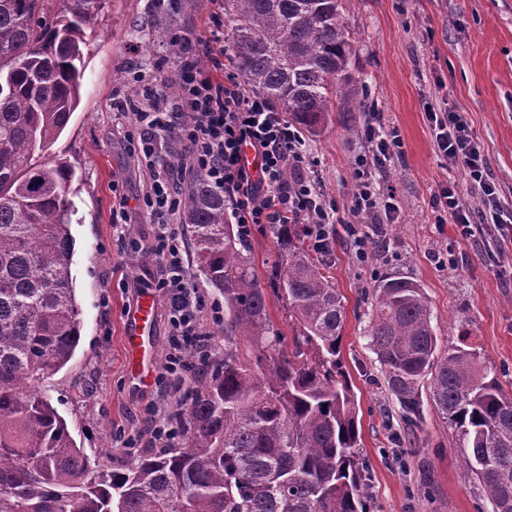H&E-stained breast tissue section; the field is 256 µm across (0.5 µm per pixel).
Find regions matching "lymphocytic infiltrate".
Wrapping results in <instances>:
<instances>
[{"label":"lymphocytic infiltrate","mask_w":512,"mask_h":512,"mask_svg":"<svg viewBox=\"0 0 512 512\" xmlns=\"http://www.w3.org/2000/svg\"><path fill=\"white\" fill-rule=\"evenodd\" d=\"M181 93L169 100L154 95L137 114V143L149 162L150 186L143 206L157 222L151 241L136 243L135 253L154 261V288L169 304L170 352L166 376L177 383L195 377L201 360L210 356L202 338V321L222 320L219 306H207L192 282L184 262L185 242L175 217L181 199L176 190L180 177L192 170L204 174L231 199V217L246 232L266 224H298L318 251L329 249L338 223V208L305 171L310 163L305 139L297 127L275 112L261 94L242 88L234 74L216 83L192 61H183ZM426 117L435 132L440 156L453 166L463 167L469 189L482 193L486 208L474 212L454 187L443 188L436 204L434 221H454L462 239H470L483 225H493L499 241L512 240V205L500 201L488 179L481 144L466 117L460 112L438 111L425 102ZM379 113H367L364 135L368 154L359 156L353 172L354 189L348 207L355 221L349 224L358 259H366L384 221L393 220L395 206L380 191L370 173L384 167L401 147L396 132L382 131ZM177 139L187 146V164H156L151 156L158 140ZM258 159V173L245 163L246 149Z\"/></svg>","instance_id":"lymphocytic-infiltrate-1"}]
</instances>
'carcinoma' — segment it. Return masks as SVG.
I'll return each instance as SVG.
<instances>
[{
    "label": "carcinoma",
    "instance_id": "obj_1",
    "mask_svg": "<svg viewBox=\"0 0 512 512\" xmlns=\"http://www.w3.org/2000/svg\"><path fill=\"white\" fill-rule=\"evenodd\" d=\"M349 0H224L235 65L279 112L314 131L330 98L360 79ZM104 0H0V512H367L356 396L338 359L345 308L297 224H275L269 283L293 321L269 317L250 237L224 192L195 175L182 219L196 272L224 296V355L174 411L181 448L118 468L77 445L40 387L81 339L71 265V171L38 161L78 106L83 29ZM423 289L403 277L372 291L368 336L403 417L429 399L470 449L466 474L492 512H512V392L464 343L437 355ZM243 336L250 348L240 347Z\"/></svg>",
    "mask_w": 512,
    "mask_h": 512
}]
</instances>
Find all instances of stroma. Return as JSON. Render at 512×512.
Here are the masks:
<instances>
[{"label": "stroma", "mask_w": 512, "mask_h": 512, "mask_svg": "<svg viewBox=\"0 0 512 512\" xmlns=\"http://www.w3.org/2000/svg\"><path fill=\"white\" fill-rule=\"evenodd\" d=\"M171 0H107L85 33L80 103L45 153L67 163L73 176L70 231L75 241L72 275L80 308L81 341L70 362L45 379L43 389L65 418L78 445L112 466L131 461L122 435H143L149 407L172 412L191 384L178 387L134 381L123 336L128 314L143 298L153 311L143 349L162 372L169 353L168 305L150 288L152 261L137 257L134 242L155 232L139 201L148 189L147 160L133 152L136 106L144 86L176 82L172 35L210 44L202 69L215 78L234 71L224 26V0H197L165 24ZM355 38L354 71L365 81L351 102L333 109L327 125L304 138L311 170L325 197L346 208L356 156L366 148L362 106L385 128L396 129L402 154L377 171L398 207L383 225L375 250L358 263L344 229L331 244L332 282L343 297L346 320L340 361L357 399L359 452L369 464V512H491L481 486L463 471L465 449L431 404L406 427L376 356L368 345L370 305L363 299L376 281L399 276L424 289L440 351L458 345L461 332L503 387L512 390V249L499 252L492 228L462 241L455 224L432 221V202L446 186L468 194L464 169L446 166L434 145L423 105L434 101L461 112L484 148L489 174L502 200H512V0H355L345 15ZM128 206L123 224L112 222L119 198ZM457 264L441 267L438 253Z\"/></svg>", "instance_id": "stroma-1"}]
</instances>
